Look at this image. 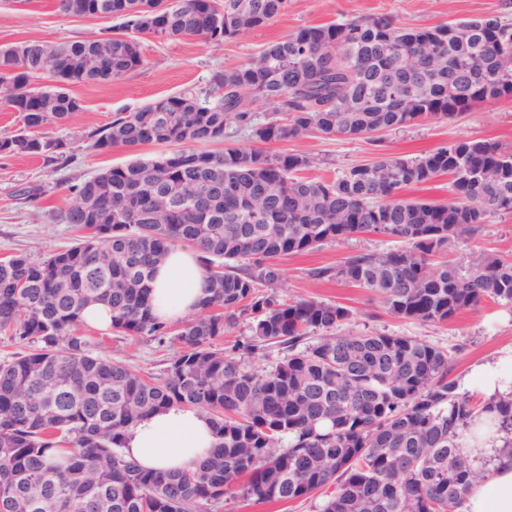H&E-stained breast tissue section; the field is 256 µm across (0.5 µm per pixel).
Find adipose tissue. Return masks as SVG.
<instances>
[{
  "instance_id": "1",
  "label": "adipose tissue",
  "mask_w": 512,
  "mask_h": 512,
  "mask_svg": "<svg viewBox=\"0 0 512 512\" xmlns=\"http://www.w3.org/2000/svg\"><path fill=\"white\" fill-rule=\"evenodd\" d=\"M205 288L206 273L197 249L189 244L175 246L154 273L151 312L162 321L180 322L198 309ZM465 381L488 397L512 393V348L474 364ZM215 443L207 415L194 408L173 406L143 417L131 428L124 452L144 470L184 471L203 463ZM459 445L461 454L468 458L495 460L492 473L472 485L462 512H512V459H496L500 439L492 423L476 420Z\"/></svg>"
}]
</instances>
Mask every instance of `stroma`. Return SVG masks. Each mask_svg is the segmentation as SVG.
I'll return each mask as SVG.
<instances>
[{"instance_id": "35a3bbf8", "label": "stroma", "mask_w": 512, "mask_h": 512, "mask_svg": "<svg viewBox=\"0 0 512 512\" xmlns=\"http://www.w3.org/2000/svg\"><path fill=\"white\" fill-rule=\"evenodd\" d=\"M372 14H386L397 24L415 27L488 15L512 24V0H290L283 14L268 26L220 45L196 38L139 35L145 59L142 67L118 80L71 86L82 111L67 124L48 128L49 134L68 144L62 159L50 164L39 156L0 155V259L22 253L39 260L52 250L71 245L78 232L59 219L60 212L73 201L71 185L106 167L159 154V147L154 145L135 149L119 146L103 154L89 149L88 133L110 123L113 113L129 112L148 101L188 90L211 92L215 72L244 64L269 42L303 26ZM119 26V20L110 17L60 13L56 0H0V47L26 41L53 44L92 39L118 33ZM464 139L491 140L512 151V98L479 103L453 121L430 119L404 131L387 132L377 142L311 135L270 144L266 150L314 157L317 163L305 169V176L329 178L384 153L414 158ZM35 188L39 196L28 198L27 190ZM389 246L384 236L363 234L284 256L279 261L283 279L275 291L284 300L307 298L347 307L351 317L340 326V333L415 336L446 349L451 357L449 376L458 381L464 380L477 361L512 346V304L486 300L445 323L414 322L390 314L367 289L312 275L314 269L339 265L349 255L380 252ZM475 252L512 257V213L489 216L477 235L449 244L447 259L463 268ZM95 337L102 355L150 377L163 375L177 351L173 343L161 346L145 336L110 330L96 332ZM333 491L328 485L307 498L282 502L231 499L219 512H321Z\"/></svg>"}]
</instances>
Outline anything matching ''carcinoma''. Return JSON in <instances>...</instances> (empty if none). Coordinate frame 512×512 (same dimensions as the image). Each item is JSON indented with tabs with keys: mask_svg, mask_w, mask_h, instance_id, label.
<instances>
[{
	"mask_svg": "<svg viewBox=\"0 0 512 512\" xmlns=\"http://www.w3.org/2000/svg\"><path fill=\"white\" fill-rule=\"evenodd\" d=\"M56 0L75 16L122 20L112 59L98 41L0 48L4 101L23 129L0 136V154L49 161L66 143L46 133L82 110L72 84L119 79L142 67L138 34L219 45L266 26L288 0ZM50 74L56 85L34 79ZM215 99L182 92L116 112L90 134L114 146L175 150L107 169L71 187L62 220L84 231L40 261L0 260V333L25 350L0 360V512H215L224 501H288L335 485L323 512H454L489 470L457 440L491 414L512 452V395L476 400L448 379V352L412 336L340 335L348 308L260 292L283 273L277 260L359 234L397 243L354 254L312 276L374 292L393 315L444 323L485 300L512 303V259L475 253L466 270L437 257L475 235L491 214L512 212V152L459 140L415 158L385 154L331 178L299 171L300 154L197 146L239 131L260 144L314 133L373 137L426 119L453 121L489 99L512 97V24L495 16L398 25L387 15L308 25L246 63L216 72ZM280 119L257 121L263 96ZM446 175L441 204L403 198ZM198 248L207 274L198 312L178 326L152 316L155 268L169 250ZM112 308V329L177 343L161 377L101 355L82 312ZM250 316L239 355L215 348ZM315 341H309L310 337ZM286 354L259 373L246 357ZM195 407L215 428L210 457L193 470L146 472L123 453L141 417Z\"/></svg>",
	"mask_w": 512,
	"mask_h": 512,
	"instance_id": "cac0c4a2",
	"label": "carcinoma"
}]
</instances>
